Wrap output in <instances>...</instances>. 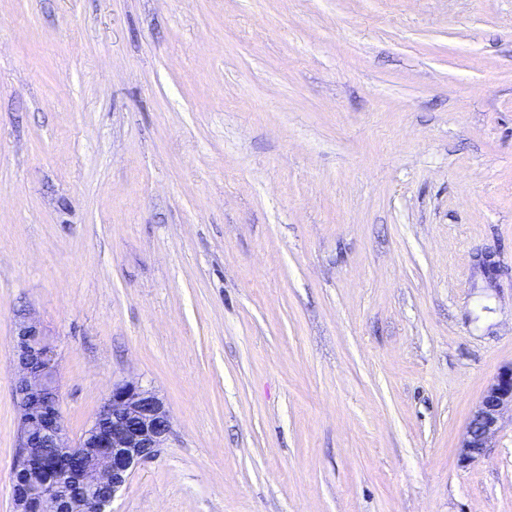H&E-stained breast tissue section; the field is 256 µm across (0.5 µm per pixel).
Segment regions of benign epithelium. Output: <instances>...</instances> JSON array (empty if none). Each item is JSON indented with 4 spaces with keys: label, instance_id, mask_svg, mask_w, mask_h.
<instances>
[{
    "label": "benign epithelium",
    "instance_id": "1",
    "mask_svg": "<svg viewBox=\"0 0 512 512\" xmlns=\"http://www.w3.org/2000/svg\"><path fill=\"white\" fill-rule=\"evenodd\" d=\"M18 378L12 512H108L132 471L155 458L172 434L165 402L135 381L117 383L80 439L63 429L56 352L24 314L13 331ZM512 413V364L484 390L459 446L460 462L484 457Z\"/></svg>",
    "mask_w": 512,
    "mask_h": 512
}]
</instances>
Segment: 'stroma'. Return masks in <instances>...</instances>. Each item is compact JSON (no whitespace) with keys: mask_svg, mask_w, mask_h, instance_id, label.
Here are the masks:
<instances>
[{"mask_svg":"<svg viewBox=\"0 0 512 512\" xmlns=\"http://www.w3.org/2000/svg\"><path fill=\"white\" fill-rule=\"evenodd\" d=\"M24 313L111 512H512V0H0V512ZM506 412L512 416V364L498 371L474 407L459 446L462 464L469 465L488 453Z\"/></svg>","mask_w":512,"mask_h":512,"instance_id":"stroma-1","label":"stroma"}]
</instances>
